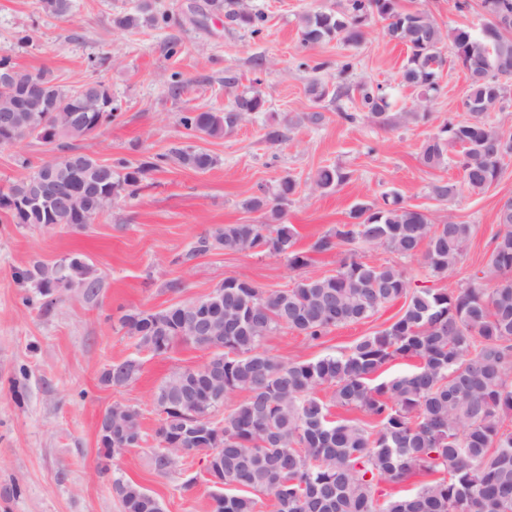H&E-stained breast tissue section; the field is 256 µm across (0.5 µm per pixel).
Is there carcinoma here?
Wrapping results in <instances>:
<instances>
[{"instance_id": "carcinoma-1", "label": "carcinoma", "mask_w": 512, "mask_h": 512, "mask_svg": "<svg viewBox=\"0 0 512 512\" xmlns=\"http://www.w3.org/2000/svg\"><path fill=\"white\" fill-rule=\"evenodd\" d=\"M42 11L57 19L69 17L72 0H40ZM224 12L234 26L253 35L262 33L265 18L239 6L238 0H207ZM489 21L475 34L465 27L443 33L424 10L404 11L399 0H342L336 11H313L302 17L301 43L314 46L332 40L358 44L374 21L384 23L390 40L407 47L401 73L404 83L419 90L417 112L425 117L439 91L438 79L445 57L441 44L449 41L467 72L468 89L462 101L470 117L448 122L424 142L423 164L440 169L448 164V145L461 148L463 185L473 193L484 191L497 179L503 155V131L490 124V112L504 111L512 68V0H482ZM167 16L153 0H141L133 12L115 17L123 30L154 27ZM11 82L0 85V109L18 101L30 106L22 125L25 136L55 144L57 126L68 128L69 140L97 133L112 120L118 107L108 88L89 81L75 88L58 81L47 68L35 71L16 67L0 54V74ZM364 109L380 125L389 122L390 107L382 86H357ZM310 93L339 100L349 88L329 93L313 81ZM266 101L255 89H245L222 112H188L183 127L209 137L231 134L246 116L265 110ZM171 160L196 172L213 168L217 159L192 146H178L157 161L133 165L124 159L106 163L69 149L62 156L41 162L33 172L0 191V210L15 224H90L112 206V200L135 193L159 163ZM52 170L53 181L38 205L27 202L37 181ZM348 173L334 166L320 168L315 189L330 191L344 183ZM297 190L286 176L273 191L247 201L254 210H266L268 224H226L199 237L188 256L215 250L270 252L282 255L294 268L310 264L296 249L295 230L282 222L283 204ZM73 191L87 199L103 198L91 212H74L60 205V196ZM458 186L439 179L432 195L441 201L455 196ZM350 222L313 245L331 252L345 245L381 246L401 256L422 255L436 276L454 267L467 251L472 227L448 218L440 224L404 204L393 193L380 204L361 203L349 214ZM499 231L492 240L488 273L495 286L485 288L473 274L466 284L448 290L412 284L404 271L391 264H372L351 256L334 275L307 277L293 287L265 291L236 277L224 279L211 296L198 299L203 307L224 308V335L189 337L182 330L180 310L131 311L121 317L137 347L154 354L168 351L176 340L210 354L200 367L185 368L157 390L156 401L165 417L155 431L152 461L160 473L174 466L179 454L167 452L174 444L191 454L211 456L207 471L217 491L215 512H257L254 494L273 497L276 512H512V200L497 214ZM19 278L43 296L76 289L95 300L101 281L86 259L73 254L52 265L36 264ZM404 299L400 314L387 327L358 339L346 352L316 360L289 359L262 349V341L286 327L312 340L331 329L371 318L381 307ZM416 361L412 370L388 379L379 372L391 361ZM211 365L221 367L222 390L228 395L245 391L248 398L213 426L191 429L196 416H212L219 407L180 406V396L206 377ZM141 364L127 358L104 369L102 384L133 380ZM334 387L336 406L359 410L375 422L365 425L346 418H331L329 405L317 396L322 386ZM147 442L138 409L126 406L112 419V436L104 445L120 455ZM416 475L430 480L406 495L378 503L374 484L402 483ZM112 490L123 512H164L162 502L140 485L113 476Z\"/></svg>"}]
</instances>
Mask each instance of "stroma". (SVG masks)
<instances>
[{
    "label": "stroma",
    "instance_id": "35a3bbf8",
    "mask_svg": "<svg viewBox=\"0 0 512 512\" xmlns=\"http://www.w3.org/2000/svg\"><path fill=\"white\" fill-rule=\"evenodd\" d=\"M155 2L168 23L126 31L112 19L134 10L138 0H72L65 21L46 15L38 0H0V49L18 68L50 69L66 85L101 81L120 105L118 118L78 142L80 152L137 164L184 143L217 159L206 172L173 165L153 171L135 196L116 200L84 227L20 225L0 213V512H122L112 491L116 475L159 497L165 512H211L213 489L203 454L177 458L163 475L146 447L115 457L108 470L98 468L101 414L115 404L135 407L146 432L154 433L163 419L155 401L158 387L209 357L181 342L161 355L138 351L121 317L202 297L229 276L264 290L287 289L309 276L334 274L351 252L366 262L399 266L415 284L455 288L486 267L498 208L512 197V156L504 158L498 178L482 193L462 189L445 201L430 194L436 180L463 182L459 147H449L448 165L441 169L427 168L420 159L423 143L445 122L467 117L466 72L450 44L442 46L446 64L427 119L407 123L401 115L414 111L418 91L403 83L407 50L389 40L383 22L374 21L355 46L334 40L301 47V15L337 9L340 0H245L265 16L258 36L209 12L206 0ZM453 3L400 0L403 9L429 12L442 29H481L480 0H470L463 15ZM93 58L104 59V66L91 69ZM348 58L355 67L341 72L339 64ZM174 74L187 82L176 98L168 90ZM228 75L237 77L236 88H225ZM315 79L331 89L350 87L351 93L338 101L315 99L308 92ZM364 83L385 89L391 126L378 125L361 108L355 88ZM252 87L266 99V109L234 133L212 138L182 126L184 113L224 110L237 90ZM345 111L356 113V121L343 120ZM314 112L321 113V121H311ZM271 124L286 126L285 140H266ZM48 154L34 138L0 147V189L29 174ZM328 165L348 172L349 180L326 193L312 190L315 174ZM285 176L298 188L283 206V221L295 229L297 247L311 253L312 264L294 268L284 257L257 252L214 251L186 259L190 243L217 226L268 223L267 211L248 209L246 203ZM394 192L433 222L451 216L471 225V244L446 275L432 276L421 257L381 247L314 252L316 240L346 223L355 205ZM72 253L84 255L101 280L95 302L67 289L42 299L18 278L21 270L51 266ZM173 281L180 282L179 291L169 290ZM401 307L392 302L370 319L331 329L317 340L283 327L266 336L262 347L300 360L337 354L389 325ZM133 355L142 362L137 378L122 386L101 383L104 368Z\"/></svg>",
    "mask_w": 512,
    "mask_h": 512
}]
</instances>
